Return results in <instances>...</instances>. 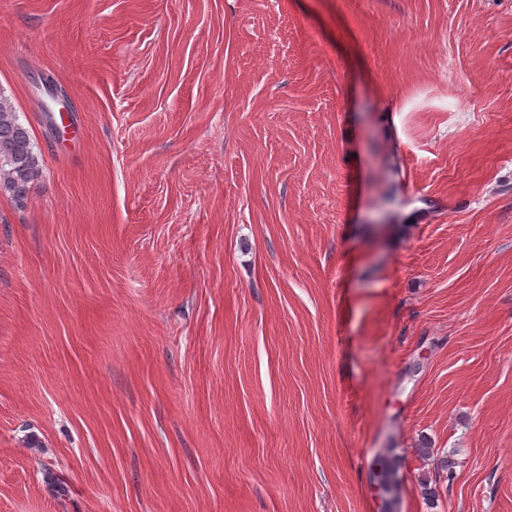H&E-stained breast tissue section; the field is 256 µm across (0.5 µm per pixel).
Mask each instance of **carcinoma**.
Returning <instances> with one entry per match:
<instances>
[{
	"label": "carcinoma",
	"mask_w": 512,
	"mask_h": 512,
	"mask_svg": "<svg viewBox=\"0 0 512 512\" xmlns=\"http://www.w3.org/2000/svg\"><path fill=\"white\" fill-rule=\"evenodd\" d=\"M40 176L30 130L20 122L10 98L0 91V195L20 202ZM397 472L394 459L383 452L376 455L371 478L383 496L385 512H396Z\"/></svg>",
	"instance_id": "carcinoma-1"
}]
</instances>
